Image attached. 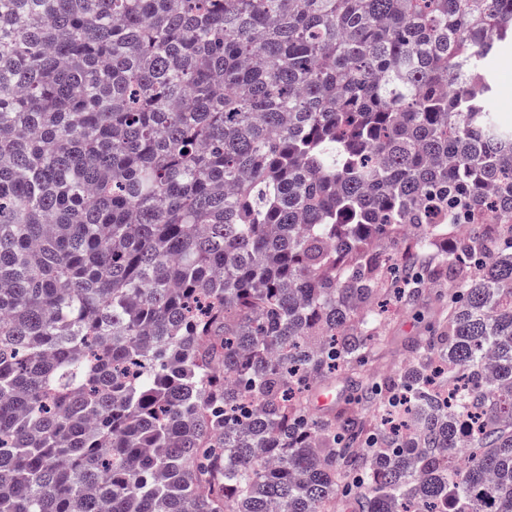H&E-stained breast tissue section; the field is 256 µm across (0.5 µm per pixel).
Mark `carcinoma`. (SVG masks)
Segmentation results:
<instances>
[{
	"label": "carcinoma",
	"mask_w": 512,
	"mask_h": 512,
	"mask_svg": "<svg viewBox=\"0 0 512 512\" xmlns=\"http://www.w3.org/2000/svg\"><path fill=\"white\" fill-rule=\"evenodd\" d=\"M506 40L512 0H0V512H512ZM443 279L368 374L373 300ZM510 62H507V61ZM493 71L495 82V95L492 99V109L497 117L509 126L512 125V47L504 52L497 60L485 64ZM508 107V112L504 110ZM388 318L382 328L384 338L381 355L366 367L386 370L397 365L405 356L407 345L414 336L424 333L425 327L436 311L433 296L426 297L415 306H403L387 301Z\"/></svg>",
	"instance_id": "carcinoma-1"
}]
</instances>
